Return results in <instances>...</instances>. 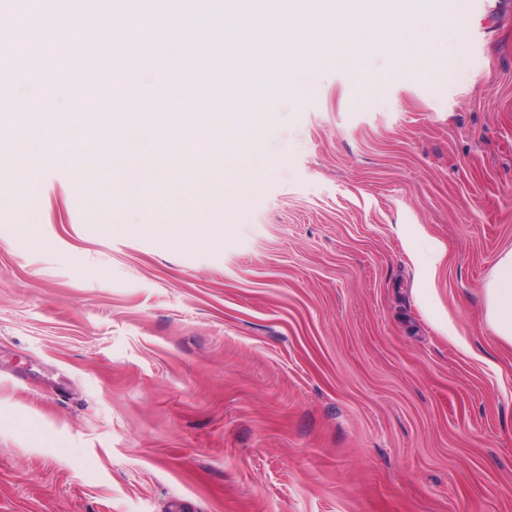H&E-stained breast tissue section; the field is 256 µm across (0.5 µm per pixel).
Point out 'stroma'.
Returning <instances> with one entry per match:
<instances>
[{
  "label": "stroma",
  "instance_id": "obj_1",
  "mask_svg": "<svg viewBox=\"0 0 512 512\" xmlns=\"http://www.w3.org/2000/svg\"><path fill=\"white\" fill-rule=\"evenodd\" d=\"M440 12L448 81L325 55L223 207L160 143L0 187V512H512V0ZM485 321L495 336L512 345V249L504 252L485 286Z\"/></svg>",
  "mask_w": 512,
  "mask_h": 512
}]
</instances>
